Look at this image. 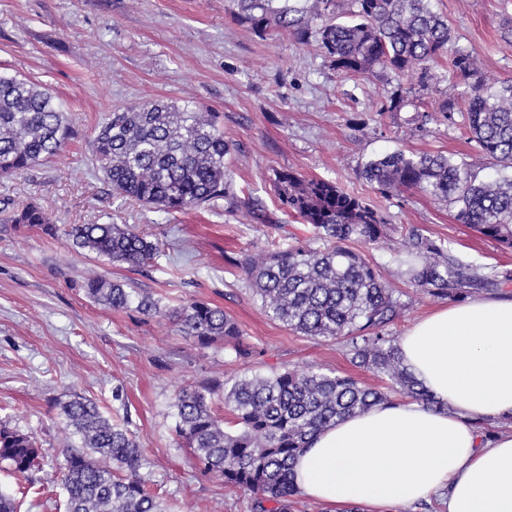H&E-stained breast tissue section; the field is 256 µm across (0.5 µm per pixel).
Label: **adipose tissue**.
<instances>
[{"label": "adipose tissue", "instance_id": "1", "mask_svg": "<svg viewBox=\"0 0 512 512\" xmlns=\"http://www.w3.org/2000/svg\"><path fill=\"white\" fill-rule=\"evenodd\" d=\"M398 348L439 408L400 402L326 428L296 461L301 492L337 512H395L428 497L441 512H512V299L441 307Z\"/></svg>", "mask_w": 512, "mask_h": 512}]
</instances>
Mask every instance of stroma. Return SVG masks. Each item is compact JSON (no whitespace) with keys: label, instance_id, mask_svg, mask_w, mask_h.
<instances>
[{"label":"stroma","instance_id":"35a3bbf8","mask_svg":"<svg viewBox=\"0 0 512 512\" xmlns=\"http://www.w3.org/2000/svg\"><path fill=\"white\" fill-rule=\"evenodd\" d=\"M226 0H0V73L49 88L76 135L61 157L0 178V200L37 203L54 233L14 230L0 213V422L31 435L46 461L64 457L61 403L79 394L106 417L127 422L144 449L152 491L174 512H252L251 498L225 489L188 463L176 434V392L225 373L268 375L319 366L378 389L387 382L355 366L343 343L295 334L261 311L235 261L310 235L279 211L271 179L291 169L336 182L378 209L392 231L367 258L392 266L400 230L417 227L467 264L512 272V250L460 223L456 210L419 193L380 194L359 175L366 161L401 149L453 154L472 163L462 114L416 130L411 109L384 112L394 75L345 78L329 60L288 35L258 36ZM456 45L476 58L489 82L512 80V0H434ZM164 100L221 117L234 150L235 188L261 197L265 221L215 199L166 213L114 197L92 162L88 140L110 112ZM73 224H134L159 246L131 268L73 249ZM97 268L108 279L152 294L162 305L190 300L224 308L257 356L235 360L223 344L200 348L168 317L95 304L82 287ZM407 307L392 327L401 336L446 301L395 282ZM0 492L18 512H65L61 488L43 470L15 476L0 464Z\"/></svg>","mask_w":512,"mask_h":512}]
</instances>
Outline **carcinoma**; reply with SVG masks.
<instances>
[{"mask_svg":"<svg viewBox=\"0 0 512 512\" xmlns=\"http://www.w3.org/2000/svg\"><path fill=\"white\" fill-rule=\"evenodd\" d=\"M349 22L338 20L337 0H228V10L258 35L286 33L316 48L344 76L388 72L402 79L384 96L380 111L410 106L419 128L432 114L420 92L431 65L446 58L460 91L438 102L444 120L465 116L468 140L487 160L482 167L442 153L394 151L369 160L361 176L391 196L412 190L446 202L457 218L497 245L512 249V80L490 83L473 56L453 46L448 21L432 0H349ZM74 135L73 122L50 91L16 76L0 75V177L61 156ZM93 152L113 194L165 212H180L224 198L262 218L261 199L234 191L228 162L232 144L215 112L189 104L148 102L114 112L92 139ZM274 191L282 210L312 228V235L274 251L258 250L235 261L267 318L303 336L345 342L351 361L385 377L381 391L320 367L250 378L214 376L180 389L173 407L176 432L190 449L194 468L252 497V512H295L301 491L294 464L312 438L337 421L393 396L443 408L403 365L391 326L405 303L380 266L350 248L375 245L388 225L354 193L323 178L277 170ZM14 224L46 227L34 204L11 215ZM73 245L112 261L140 267L157 245L131 224H72ZM394 261L397 275L437 297L463 299L474 288L512 279L466 265L450 249L408 228ZM82 288L94 303L160 316L153 295L88 271ZM178 331L198 346L217 341L239 359L256 350L224 309L203 301L182 305ZM224 403L234 428L215 408ZM62 424L79 440L54 476L67 494V512H168L149 490L151 473L135 433L105 417L91 400L75 395L60 405ZM43 455L28 434L0 424V463L19 477Z\"/></svg>","mask_w":512,"mask_h":512,"instance_id":"obj_1","label":"carcinoma"}]
</instances>
